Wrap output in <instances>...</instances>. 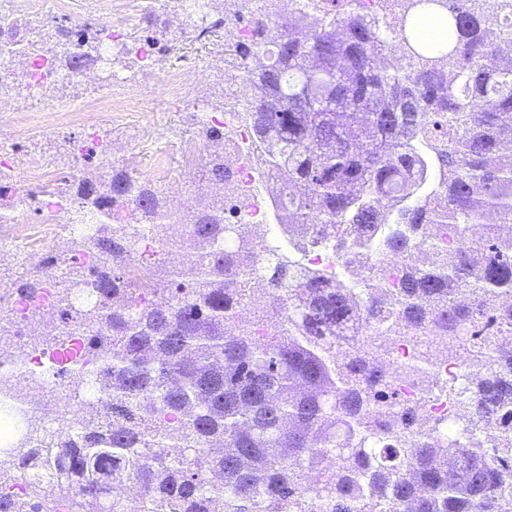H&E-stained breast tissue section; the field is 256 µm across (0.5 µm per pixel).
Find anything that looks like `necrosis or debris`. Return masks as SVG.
<instances>
[{"mask_svg": "<svg viewBox=\"0 0 512 512\" xmlns=\"http://www.w3.org/2000/svg\"><path fill=\"white\" fill-rule=\"evenodd\" d=\"M165 0H12L8 9L0 8V72L26 66L29 74L28 90L31 104L25 109H12L6 125H0V168L18 170L17 191L22 207L15 214L0 219V239L10 240L19 248V257H26L34 248L46 249L50 243L67 237L86 240L91 225L82 221L75 201L67 196L46 194L44 187L51 180L68 181L75 172L59 166L53 155L19 153V141L34 134L78 126L85 132L83 150H90L95 130L102 124H131L142 111L146 99L140 87L128 85L124 78L112 71L109 58L102 57L91 66L78 70L61 71L52 55L42 46L41 25L46 19L57 17L71 27H85L95 21L98 35L106 49L122 48L133 18L145 6L161 7ZM265 0H236L235 7L214 8L204 19L205 27L234 28L240 41H248L252 27L244 23L243 13H250L264 22L283 24L292 17L316 20V13L307 8L304 0H279L276 11L264 8ZM24 13L35 22L22 42L9 39L15 13ZM56 78L89 80L96 83L100 96L92 102L76 98L45 103L44 86ZM208 122L223 126L227 136L236 138L230 165L234 181L226 196L236 206L235 223L259 227L255 238L256 251L265 258L279 256L281 249L291 247L294 238L281 225L272 221L275 202L256 204L244 191L255 181L256 167L261 161V150L250 130L241 119L239 107L223 112L207 113ZM158 255L151 241H144L138 257L127 269L128 276L139 288L142 299L154 302L162 298L160 285L151 278ZM66 298V306H59V298ZM0 302L10 304L14 319L6 327V339L0 348L23 352L25 361L13 370L0 367V391L9 393L13 406L0 415V457L10 459L26 451L30 432L46 433L60 423H70L79 429L82 411L98 407L104 400L102 387L96 377L93 358H83L68 384H60L61 368L53 349L30 348L29 340L45 326L56 327L61 335L80 340L83 331L80 317L83 312L102 308L103 295L85 282L68 278L64 268H50L43 277V285L36 295H15L0 290ZM359 345L383 362L389 370V382L395 391L390 405L381 407L384 415H398L408 409L416 410L419 419L435 422L432 435L438 443L455 440L461 448H486L495 436L493 429L471 431L465 421L456 419L448 403L449 396L469 397L473 373L461 360L449 359L445 340L433 332L414 336H382L376 329H365ZM429 354L434 363L431 376L412 370L408 362L421 354Z\"/></svg>", "mask_w": 512, "mask_h": 512, "instance_id": "4bbe7bcc", "label": "necrosis or debris"}]
</instances>
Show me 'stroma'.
Masks as SVG:
<instances>
[{"instance_id":"35a3bbf8","label":"stroma","mask_w":512,"mask_h":512,"mask_svg":"<svg viewBox=\"0 0 512 512\" xmlns=\"http://www.w3.org/2000/svg\"><path fill=\"white\" fill-rule=\"evenodd\" d=\"M236 35L227 28L202 32L199 13L183 0H166L161 10H143L127 31L126 45L112 53V69L141 86L149 99L160 98L162 78L172 69L193 61L198 65L199 75L192 84V97L198 99L212 111H223L227 100L224 96V71L211 67L213 59L225 56V47L234 43ZM152 43L153 57L144 61L139 48L143 43ZM145 124L162 125L173 132L183 133L194 138L203 153L231 150L233 144L227 138L212 139L211 124L198 112L178 107L158 106L142 113ZM83 141V133L72 126L47 133H40L20 144L23 152H48L60 164H68L74 159L78 145ZM161 158L142 153L139 130L134 125H104L93 144V151L81 162L76 181L50 184L49 192L78 196L86 185L96 190L108 188L116 173L127 170V154L138 157L139 171L135 178L152 184L160 191L168 210L178 209L179 198L164 188V182L155 173L156 162H163L169 173H177L180 165L179 144L175 139L162 146Z\"/></svg>"}]
</instances>
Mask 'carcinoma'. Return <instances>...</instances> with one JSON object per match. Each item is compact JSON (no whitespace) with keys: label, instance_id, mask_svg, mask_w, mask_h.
Returning <instances> with one entry per match:
<instances>
[{"label":"carcinoma","instance_id":"cac0c4a2","mask_svg":"<svg viewBox=\"0 0 512 512\" xmlns=\"http://www.w3.org/2000/svg\"><path fill=\"white\" fill-rule=\"evenodd\" d=\"M326 14L312 29L263 23L249 47L275 63L245 72L247 126L268 165L292 192L276 220L316 242L330 241L350 281L277 259L261 262L240 225L225 221L224 197L186 216L182 262L155 276L175 287L142 304L109 259L132 258L136 226L97 223L83 242L106 307L84 315L86 351L101 359L104 414L79 431L55 432L13 460V469L56 478L72 512H130L101 491L139 488L137 512H512V0H405L384 17L365 0H311ZM400 54L394 68L379 63ZM213 181L232 180L224 155ZM154 225V189L120 174L82 197L105 212L121 200ZM382 224L402 228L380 236ZM448 239V246L436 241ZM399 257L394 284L357 265ZM288 319L257 336L250 309ZM390 332L430 328L450 341L472 338L473 395L460 415L500 435L492 456L436 447L413 412L381 427L387 446L366 447L373 412L392 400L383 365L363 350L332 355L360 326ZM326 453L344 464L311 486ZM0 512H54L31 495L0 494Z\"/></svg>","mask_w":512,"mask_h":512}]
</instances>
